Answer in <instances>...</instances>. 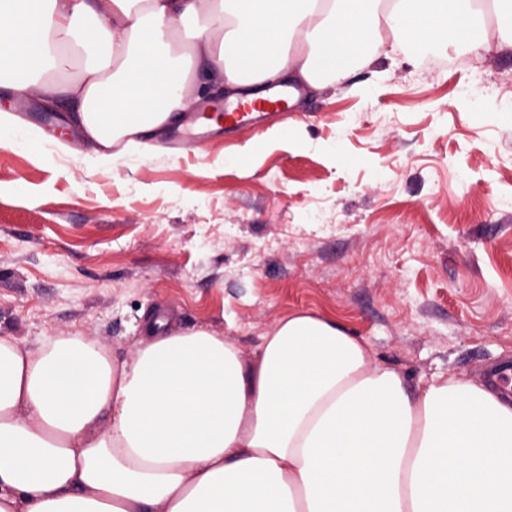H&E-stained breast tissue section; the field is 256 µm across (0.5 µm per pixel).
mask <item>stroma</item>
Returning a JSON list of instances; mask_svg holds the SVG:
<instances>
[{
    "label": "stroma",
    "instance_id": "35a3bbf8",
    "mask_svg": "<svg viewBox=\"0 0 512 512\" xmlns=\"http://www.w3.org/2000/svg\"><path fill=\"white\" fill-rule=\"evenodd\" d=\"M448 49L353 63L300 105L173 152L94 161L65 113L0 108L44 141L0 133V337L77 336L133 362L147 319L203 329L254 360L295 311L336 320L413 393L485 382L512 360V52ZM247 154L248 167L236 164Z\"/></svg>",
    "mask_w": 512,
    "mask_h": 512
}]
</instances>
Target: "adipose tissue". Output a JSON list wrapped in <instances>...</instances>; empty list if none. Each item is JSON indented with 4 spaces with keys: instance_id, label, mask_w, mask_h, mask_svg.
Returning <instances> with one entry per match:
<instances>
[{
    "instance_id": "adipose-tissue-1",
    "label": "adipose tissue",
    "mask_w": 512,
    "mask_h": 512,
    "mask_svg": "<svg viewBox=\"0 0 512 512\" xmlns=\"http://www.w3.org/2000/svg\"><path fill=\"white\" fill-rule=\"evenodd\" d=\"M507 0H0V83L58 103L102 161L149 151L218 75L229 102L343 77L387 24L483 49ZM79 62L67 86L52 77ZM114 367L79 337L0 338V512H512V398L466 379L412 397L335 320L282 318L242 363L206 330Z\"/></svg>"
}]
</instances>
